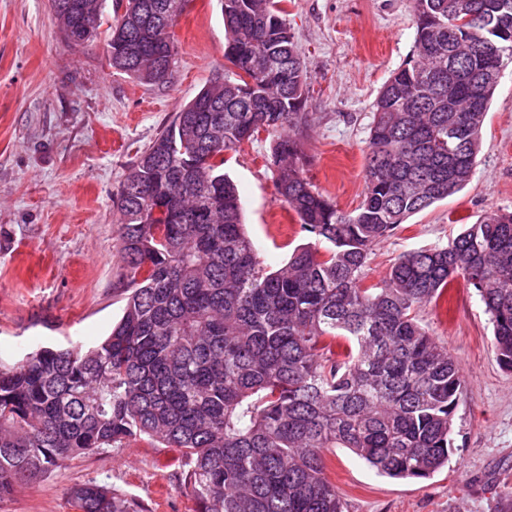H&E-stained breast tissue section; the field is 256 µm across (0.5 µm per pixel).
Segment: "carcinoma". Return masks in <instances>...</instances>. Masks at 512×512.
I'll use <instances>...</instances> for the list:
<instances>
[{
	"label": "carcinoma",
	"mask_w": 512,
	"mask_h": 512,
	"mask_svg": "<svg viewBox=\"0 0 512 512\" xmlns=\"http://www.w3.org/2000/svg\"><path fill=\"white\" fill-rule=\"evenodd\" d=\"M71 46L100 36L108 0H58ZM187 0H113L106 52L149 85L173 70L155 48ZM282 0H221L224 69L175 114L116 193L128 288L98 346L42 348L0 368V499L82 454L146 441L176 448L196 512H344L326 452L425 480L448 464L460 366L418 321L454 278L480 296L500 365L512 371V212L445 245L398 257L364 284L371 247L459 192L475 173L495 82L512 62V0H412L416 57L374 104L366 187L352 212L303 175L296 135L268 162L314 241L276 270L245 230L224 154L302 119L306 73ZM74 512H140L95 480Z\"/></svg>",
	"instance_id": "carcinoma-1"
}]
</instances>
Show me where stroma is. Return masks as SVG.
<instances>
[{"mask_svg":"<svg viewBox=\"0 0 512 512\" xmlns=\"http://www.w3.org/2000/svg\"><path fill=\"white\" fill-rule=\"evenodd\" d=\"M307 74L305 175L346 212L360 204L373 104L415 50L410 0H283ZM174 80L113 69L103 42L71 47L50 0H0V365L45 346L88 348L122 315L125 268L114 197L128 167L176 112L224 74L219 0H188L173 26ZM275 133L229 153L246 229L279 268L308 243L267 163ZM512 211V66L495 90L474 176L462 191L377 242L365 274L382 280L403 252L447 244L460 225ZM420 323L458 360L464 392L447 467L426 480L377 474L349 450L328 456L346 512H512V372L491 345L485 306L463 278ZM181 456L134 442L79 455L18 487L0 512H73L71 486L97 480L144 512H194Z\"/></svg>","mask_w":512,"mask_h":512,"instance_id":"obj_1","label":"stroma"}]
</instances>
